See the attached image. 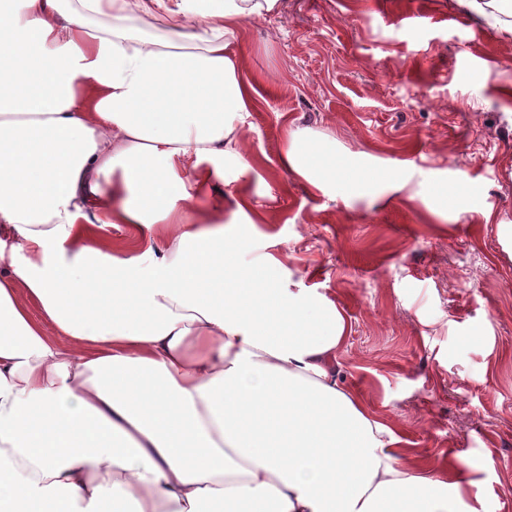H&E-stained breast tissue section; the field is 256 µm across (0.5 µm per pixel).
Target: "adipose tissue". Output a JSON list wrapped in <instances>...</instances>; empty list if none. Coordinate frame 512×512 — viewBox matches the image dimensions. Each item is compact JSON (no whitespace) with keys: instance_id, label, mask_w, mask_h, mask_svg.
<instances>
[{"instance_id":"1","label":"adipose tissue","mask_w":512,"mask_h":512,"mask_svg":"<svg viewBox=\"0 0 512 512\" xmlns=\"http://www.w3.org/2000/svg\"><path fill=\"white\" fill-rule=\"evenodd\" d=\"M277 5L0 0V254H26L0 273V512H473L458 467L337 379L344 312L281 287L276 257L237 263L224 214L252 223L249 195L199 202L248 164L233 47ZM284 160L345 203L412 175L301 131ZM112 224L144 252L112 250Z\"/></svg>"}]
</instances>
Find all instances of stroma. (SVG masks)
Masks as SVG:
<instances>
[{
  "mask_svg": "<svg viewBox=\"0 0 512 512\" xmlns=\"http://www.w3.org/2000/svg\"><path fill=\"white\" fill-rule=\"evenodd\" d=\"M236 52L244 78L271 80L247 167L224 168L260 206L240 262L272 254L282 287L337 304L339 378L413 455L461 464L475 512H512V35L458 0H280ZM298 129L416 173L344 205L284 165ZM437 181L465 183L467 209L431 217Z\"/></svg>",
  "mask_w": 512,
  "mask_h": 512,
  "instance_id": "35a3bbf8",
  "label": "stroma"
}]
</instances>
